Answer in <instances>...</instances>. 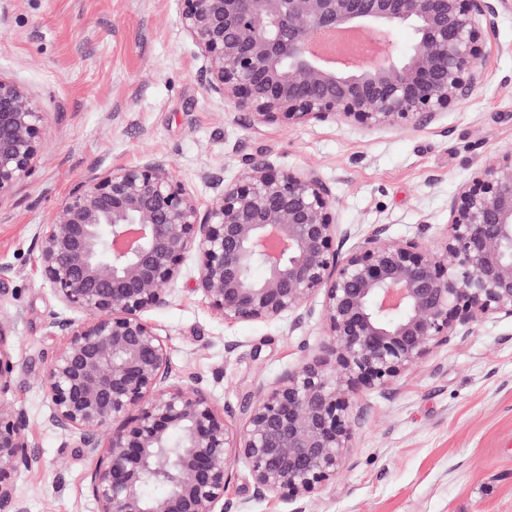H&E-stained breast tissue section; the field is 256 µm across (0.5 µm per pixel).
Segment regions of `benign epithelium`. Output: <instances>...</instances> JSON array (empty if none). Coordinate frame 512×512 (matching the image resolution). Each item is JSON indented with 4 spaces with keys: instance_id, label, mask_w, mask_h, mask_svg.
I'll return each instance as SVG.
<instances>
[{
    "instance_id": "1",
    "label": "benign epithelium",
    "mask_w": 512,
    "mask_h": 512,
    "mask_svg": "<svg viewBox=\"0 0 512 512\" xmlns=\"http://www.w3.org/2000/svg\"><path fill=\"white\" fill-rule=\"evenodd\" d=\"M204 60L205 90L259 123L419 128L467 101L502 0H178ZM384 41L370 62L329 63L325 29ZM46 113L0 75V203L35 172ZM201 209L151 156L76 182L35 236L66 337L43 388L48 422L84 449L95 512H246L225 493L248 465L253 497L303 499L352 466L364 392L400 376L489 318L512 320V152L486 158L448 203L433 242L362 234L336 222L312 171L249 158ZM352 245H347L351 238ZM196 290L228 322H302L323 294L318 352L262 390L244 423L202 380L171 382L168 347L146 314L166 307L186 257ZM16 363L0 324V512H23L14 483L38 461L26 413L9 399ZM166 486L148 496L150 482Z\"/></svg>"
}]
</instances>
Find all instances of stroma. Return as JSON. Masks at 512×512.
Returning <instances> with one entry per match:
<instances>
[{
  "instance_id": "obj_1",
  "label": "stroma",
  "mask_w": 512,
  "mask_h": 512,
  "mask_svg": "<svg viewBox=\"0 0 512 512\" xmlns=\"http://www.w3.org/2000/svg\"><path fill=\"white\" fill-rule=\"evenodd\" d=\"M202 64L177 0H0V75L48 115L34 178L0 203V323L17 363L10 398L26 412L40 457L15 481L24 512L95 510L91 461L46 423L42 389L65 339L49 325L61 306L35 233L76 181L157 155L205 207L213 181L237 178L243 160L259 157L317 172L336 196L338 223L430 239L477 162L512 151V0L488 32L484 85L418 129L256 123L206 93ZM197 266V257L184 260L169 306L146 318L168 347L173 380L200 376L239 424L258 390L317 351L323 298L308 302L298 325L228 323L195 290ZM364 404L354 464L341 475L300 500L256 499L240 459L228 497L248 501L250 512H512L511 320L452 338L392 395Z\"/></svg>"
}]
</instances>
